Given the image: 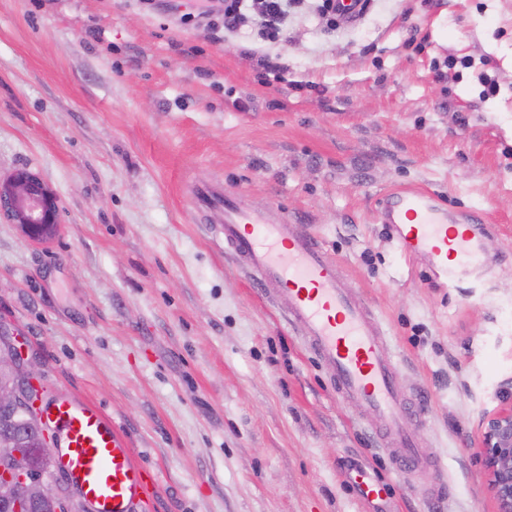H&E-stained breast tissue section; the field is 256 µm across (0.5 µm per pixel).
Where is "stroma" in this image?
<instances>
[{
  "mask_svg": "<svg viewBox=\"0 0 512 512\" xmlns=\"http://www.w3.org/2000/svg\"><path fill=\"white\" fill-rule=\"evenodd\" d=\"M195 5L0 0V175L37 172L61 213L43 241L0 221V331L44 399L129 440L142 512H496L480 422L512 377V0H371L334 29L304 0L274 42ZM217 180L308 226L368 305L414 410L408 472L225 249L194 198ZM418 186L482 219L454 286L382 222Z\"/></svg>",
  "mask_w": 512,
  "mask_h": 512,
  "instance_id": "1",
  "label": "stroma"
}]
</instances>
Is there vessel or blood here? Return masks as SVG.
<instances>
[{"label": "vessel or blood", "mask_w": 512, "mask_h": 512, "mask_svg": "<svg viewBox=\"0 0 512 512\" xmlns=\"http://www.w3.org/2000/svg\"><path fill=\"white\" fill-rule=\"evenodd\" d=\"M194 196L203 210L219 217L225 248L286 303L288 317L301 327L306 343L332 367L337 396L377 413L383 434L393 443L396 465L408 471L417 448L401 426L407 410L379 340L381 331L370 323L364 304L343 283L317 237L288 219L251 211L223 186L199 184ZM382 212L400 252L427 258L437 274L454 280L480 265L475 218L449 223L447 212L420 189L389 193ZM44 415L58 435L59 471L90 512H134L148 485L128 440L105 415L94 405L68 399L53 402Z\"/></svg>", "instance_id": "vessel-or-blood-1"}]
</instances>
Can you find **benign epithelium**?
Wrapping results in <instances>:
<instances>
[{
  "instance_id": "benign-epithelium-1",
  "label": "benign epithelium",
  "mask_w": 512,
  "mask_h": 512,
  "mask_svg": "<svg viewBox=\"0 0 512 512\" xmlns=\"http://www.w3.org/2000/svg\"><path fill=\"white\" fill-rule=\"evenodd\" d=\"M2 220L17 225L29 239L48 238L60 224L57 197L38 173L18 168L0 177ZM35 379L36 373L25 368V355L14 342H7L0 352V407L18 405L20 385ZM499 395L503 406L482 421V461L496 512H512V377L501 384ZM0 456L11 464V470H0V498L13 512H21L23 499L29 497L53 500L57 512H75L77 503L37 471L33 455L18 450L17 441L1 438Z\"/></svg>"
}]
</instances>
